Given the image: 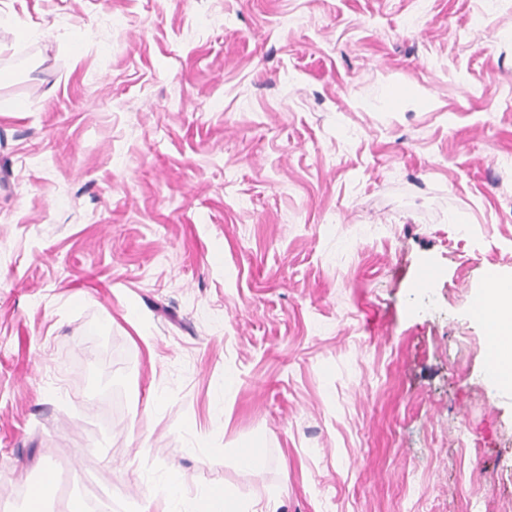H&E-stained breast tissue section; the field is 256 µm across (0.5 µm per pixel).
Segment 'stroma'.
I'll return each mask as SVG.
<instances>
[{"label":"stroma","instance_id":"obj_1","mask_svg":"<svg viewBox=\"0 0 512 512\" xmlns=\"http://www.w3.org/2000/svg\"><path fill=\"white\" fill-rule=\"evenodd\" d=\"M494 272L512 0H0V512H512ZM500 280L496 273L490 278V288H486L488 300L485 301V319L488 330V339L496 352H499L500 336L512 335V290L510 288H497ZM181 487V475L176 470H170L165 480L156 487V489H159L161 493H151L149 497H147L146 502L141 511L149 512L152 499L158 495L164 498V512L185 511L186 509L182 507ZM202 503L203 512H252V507L244 500L235 496L226 488L224 491L209 488L203 491L198 499Z\"/></svg>","mask_w":512,"mask_h":512}]
</instances>
